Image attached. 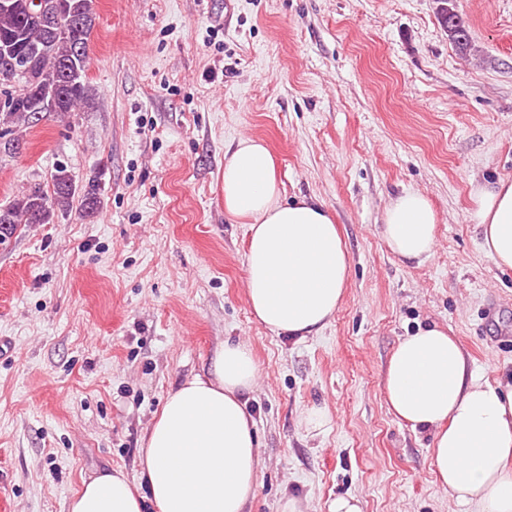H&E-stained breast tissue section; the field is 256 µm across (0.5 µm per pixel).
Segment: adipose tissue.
<instances>
[{
    "label": "adipose tissue",
    "instance_id": "1",
    "mask_svg": "<svg viewBox=\"0 0 512 512\" xmlns=\"http://www.w3.org/2000/svg\"><path fill=\"white\" fill-rule=\"evenodd\" d=\"M470 218L497 267L512 269V179L476 185ZM224 213L247 224L246 288L258 321L303 340L341 307L349 252L331 215L315 198L284 200L275 162L261 140L240 139L224 161ZM437 214L420 192L386 207L381 236L403 260L430 257ZM258 367L249 347L225 342L206 376L168 394L139 452L147 486L119 470L86 482L67 512H245L256 493L261 449L247 397ZM384 390L395 416L431 433L433 473L443 489L477 512H512V384L468 370L447 331L427 326L391 355Z\"/></svg>",
    "mask_w": 512,
    "mask_h": 512
}]
</instances>
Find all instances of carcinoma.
I'll list each match as a JSON object with an SVG mask.
<instances>
[{"label": "carcinoma", "instance_id": "1", "mask_svg": "<svg viewBox=\"0 0 512 512\" xmlns=\"http://www.w3.org/2000/svg\"><path fill=\"white\" fill-rule=\"evenodd\" d=\"M0 5V53H30V81L19 75L11 87L0 89V140L7 149L16 150L23 141L24 128L36 123L38 96L52 95L55 111L70 113L88 101L86 83L88 40L94 27L92 0H42L57 15L55 36L33 11V0H7ZM439 23L448 32V40L459 50L470 47L469 31L456 10L454 0H442ZM80 189L69 172L59 167L52 177V191L34 188L0 207V241L11 236L19 224H50L57 213L71 206Z\"/></svg>", "mask_w": 512, "mask_h": 512}]
</instances>
